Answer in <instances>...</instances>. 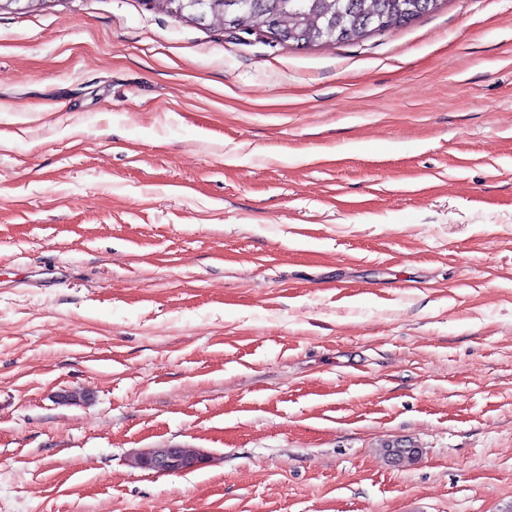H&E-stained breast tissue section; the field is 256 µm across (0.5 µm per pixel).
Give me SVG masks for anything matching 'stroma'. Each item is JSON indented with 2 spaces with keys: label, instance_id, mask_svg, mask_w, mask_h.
<instances>
[{
  "label": "stroma",
  "instance_id": "1",
  "mask_svg": "<svg viewBox=\"0 0 512 512\" xmlns=\"http://www.w3.org/2000/svg\"><path fill=\"white\" fill-rule=\"evenodd\" d=\"M0 512H512V0L1 10ZM423 2L425 0H240L238 3L224 4V12H212L207 25L227 32L246 34L231 16L224 21L225 17L234 13L242 25L252 28L248 30L250 34L257 31L254 28L265 24L260 31L272 41H288L297 45L294 40H288V31L282 28L283 25L289 31L313 39V45L355 42L368 34H356L357 39L353 41L337 39V36L356 28L368 27L375 22H385L392 27L399 22V18ZM226 7H232L235 11L225 10ZM270 15L277 16L280 21L271 17L266 22ZM210 456L193 448H145L129 459L130 466L158 474H177L210 463Z\"/></svg>",
  "mask_w": 512,
  "mask_h": 512
}]
</instances>
